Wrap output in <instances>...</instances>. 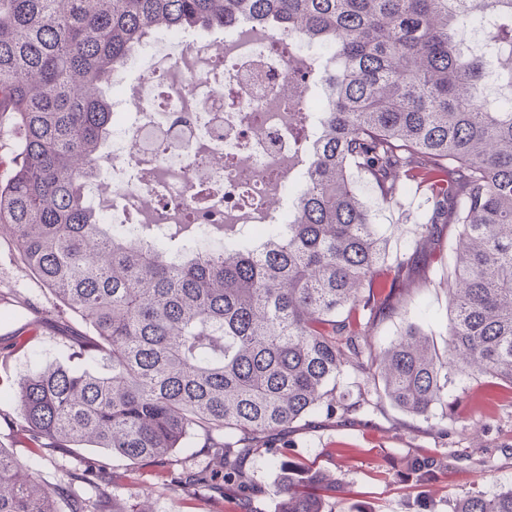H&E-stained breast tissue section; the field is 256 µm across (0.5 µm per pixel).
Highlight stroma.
<instances>
[{"label":"stroma","mask_w":512,"mask_h":512,"mask_svg":"<svg viewBox=\"0 0 512 512\" xmlns=\"http://www.w3.org/2000/svg\"><path fill=\"white\" fill-rule=\"evenodd\" d=\"M409 216L399 206L376 207L375 222L390 250H404L413 229ZM457 233V225H448L438 244L412 263L399 315L375 322L370 332L375 349L385 347L409 323L444 342L448 268L440 255ZM10 241L9 228H0V346L20 335H32L33 340L28 348L0 358V446L23 462V476L52 488L72 487L90 500L107 496L147 512H220L222 500L237 497L236 488L225 487L220 497L193 496L166 485L154 469L118 460L105 481L74 484L72 473L102 456V449H48L34 458L18 443L16 383L58 361L67 337L77 330L54 317L50 292L24 269ZM448 400V419L438 411L427 417L406 414L383 401L344 419L318 414L294 424L246 464L245 472L258 489L254 512H277V463L288 459L342 482L343 493L327 499L325 512H451L455 500L472 491L511 486L512 389L491 393L481 379L458 380L449 387ZM419 457L439 462L424 486L416 485L406 469L407 462Z\"/></svg>","instance_id":"1"}]
</instances>
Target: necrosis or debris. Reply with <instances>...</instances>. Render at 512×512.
<instances>
[{
  "label": "necrosis or debris",
  "mask_w": 512,
  "mask_h": 512,
  "mask_svg": "<svg viewBox=\"0 0 512 512\" xmlns=\"http://www.w3.org/2000/svg\"><path fill=\"white\" fill-rule=\"evenodd\" d=\"M136 78L112 74L120 123L104 173L85 191L105 223L198 225L203 244L215 224H283L286 184L304 166L296 134L318 133L313 91L331 58L300 60L298 43L243 22L213 41L193 31L159 33L144 46Z\"/></svg>",
  "instance_id": "1"
}]
</instances>
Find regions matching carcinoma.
<instances>
[{
    "mask_svg": "<svg viewBox=\"0 0 512 512\" xmlns=\"http://www.w3.org/2000/svg\"><path fill=\"white\" fill-rule=\"evenodd\" d=\"M248 19L316 45L336 62L311 142L304 187L286 224L223 243L191 237L129 241L84 190L104 164L112 72L154 32L224 28ZM481 23L489 47L464 39ZM512 0H0V128L19 132L0 180V224L23 265L82 333L77 367L55 364L17 383V435L45 448H102L155 468L192 494L224 484L253 490L244 465L264 442L309 416L350 415L383 400L413 415L448 407L454 378L512 389ZM424 197L413 254L460 226L448 245V339L415 324L372 353L369 331L397 312L409 258L390 256L372 206ZM352 371V400L336 378ZM195 438L208 462L173 459ZM0 447V512H56L54 492L21 481ZM435 461L407 469L424 479ZM275 488L278 512H324L336 479L298 461ZM107 475L97 461L77 475ZM70 512H128L72 500ZM453 512H512V485L461 497Z\"/></svg>",
    "mask_w": 512,
    "mask_h": 512,
    "instance_id": "obj_1",
    "label": "carcinoma"
}]
</instances>
